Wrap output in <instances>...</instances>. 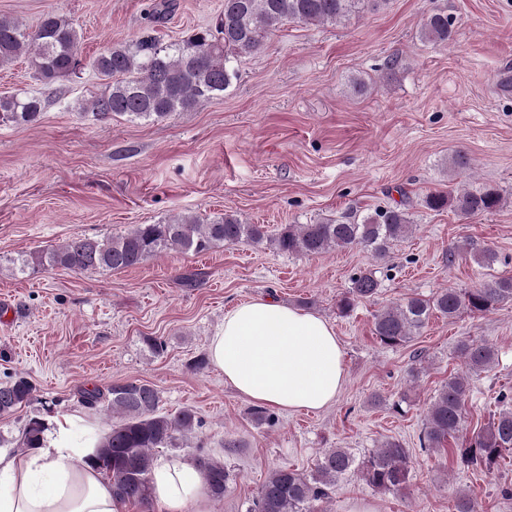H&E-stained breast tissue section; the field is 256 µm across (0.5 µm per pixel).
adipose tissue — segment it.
Listing matches in <instances>:
<instances>
[{
	"mask_svg": "<svg viewBox=\"0 0 512 512\" xmlns=\"http://www.w3.org/2000/svg\"><path fill=\"white\" fill-rule=\"evenodd\" d=\"M212 364L225 383L252 403L272 409L318 411L345 382L344 353L324 318L267 298L236 303L209 338ZM94 450L69 418L46 432L43 445L24 455L0 453V512H122L111 483L73 460ZM153 512H212L202 472L180 457L151 472Z\"/></svg>",
	"mask_w": 512,
	"mask_h": 512,
	"instance_id": "ef3b65f1",
	"label": "adipose tissue"
}]
</instances>
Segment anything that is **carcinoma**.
Returning <instances> with one entry per match:
<instances>
[{
  "instance_id": "carcinoma-1",
  "label": "carcinoma",
  "mask_w": 512,
  "mask_h": 512,
  "mask_svg": "<svg viewBox=\"0 0 512 512\" xmlns=\"http://www.w3.org/2000/svg\"><path fill=\"white\" fill-rule=\"evenodd\" d=\"M386 0H224L214 28L201 30L177 43L162 44L143 37L131 46L109 47L93 67L104 89L81 103L97 119L114 117L159 121L174 112H187L224 94L239 77L233 62L255 53L268 35L287 22L337 24L350 12L370 3L379 7ZM425 39L445 45L453 37L448 16L430 15L423 27ZM81 36L62 16L48 11L33 29L0 16V68L20 58L28 60L34 77L50 86L81 69ZM48 99L27 92L0 96V124L28 125L37 122ZM501 202L493 190L444 191L428 194L424 206L440 211L453 204L463 219L491 213ZM413 226L409 210L395 206L378 209L359 221L328 220L314 224H286L270 236L261 224H245L234 214L204 224L189 213L163 224H138L126 234L91 238L75 236L60 245L35 250L10 260L12 273L29 268H64L75 273L91 270H123L146 257L170 251L201 253L216 243L268 241L278 252L314 256L335 248L363 246L383 260L391 248L405 239ZM380 283L371 271L351 279V287L340 299L341 314L348 315L363 299L374 297ZM512 300V277L497 278L475 288H445L425 299L410 297L379 311L374 334L388 347L402 346L419 334L430 317L453 319L463 311L487 313ZM456 349L465 360L466 371L448 377L434 394L419 437L422 449H448L461 466L488 473L512 454V393L496 396L498 413L484 428L467 434L466 406L471 377L489 370L498 360L497 350L485 343L465 339ZM35 387L27 377L16 375L0 383V414L9 415L26 406ZM81 403L97 409L110 421L97 447L84 462L96 467L112 484L114 496L131 504L147 506L151 500L150 473L153 451L174 448L199 426L196 413L188 408L174 413L159 411L157 388L147 381H117L104 389L79 392ZM48 423L38 416L27 418L20 428L17 448L28 451L42 445ZM409 450L394 439L360 457L347 448H331L320 456L311 473L288 467L271 470L258 488L247 512H320L336 485L349 474L379 491L401 492L409 486ZM208 491L224 496L230 472L224 463L206 455L196 458Z\"/></svg>"
}]
</instances>
